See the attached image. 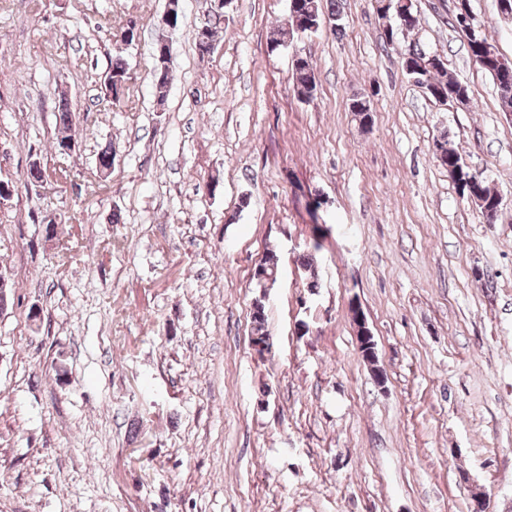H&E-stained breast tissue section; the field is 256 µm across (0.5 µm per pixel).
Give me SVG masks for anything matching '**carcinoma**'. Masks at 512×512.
I'll list each match as a JSON object with an SVG mask.
<instances>
[{
	"instance_id": "obj_1",
	"label": "carcinoma",
	"mask_w": 512,
	"mask_h": 512,
	"mask_svg": "<svg viewBox=\"0 0 512 512\" xmlns=\"http://www.w3.org/2000/svg\"><path fill=\"white\" fill-rule=\"evenodd\" d=\"M399 0H392V5L376 9L379 19H384L382 11L394 17L391 27L385 31L383 44L398 47V35L415 29L420 22L418 0H410L409 10L402 19L396 17L395 5ZM224 22V9L211 7L207 19L196 28L195 35H201L206 40L214 41L217 26ZM330 23L334 32L340 33L344 29L343 16L338 0H289L288 17L276 31V37L271 44L284 47L294 42L300 32H315L325 23ZM475 29V37L467 38L471 58L493 79L502 110L512 112V62L505 59L497 47L489 41L476 19H471ZM399 62L401 69L419 68L427 74V94L435 99L442 96L456 97L463 104H468L469 94L466 86L448 76V70L442 62V57L423 48L416 42H410L399 47ZM127 63L121 57L110 61L107 72L106 90L112 101H120L123 93ZM152 83L158 103H163L171 75L170 67L162 65L159 60L158 49H153V63L151 69ZM293 91L302 101L314 98L317 83L313 66L307 55L300 51L295 52L292 59ZM358 109L353 114L363 127L373 123V115L369 101L360 97L354 99ZM56 124L58 125L57 146L64 151L70 148L72 135V112L69 100L61 97L58 100ZM434 155L442 167L448 170V176L455 185L459 197L466 201L474 195L480 200L478 208L487 219L497 215L502 205L500 195L493 191L486 183L483 173L471 169L465 164L462 155L454 144L444 134L434 142ZM322 248L321 239L311 242L308 251L303 255L302 266L309 279L308 287L318 286V255Z\"/></svg>"
}]
</instances>
